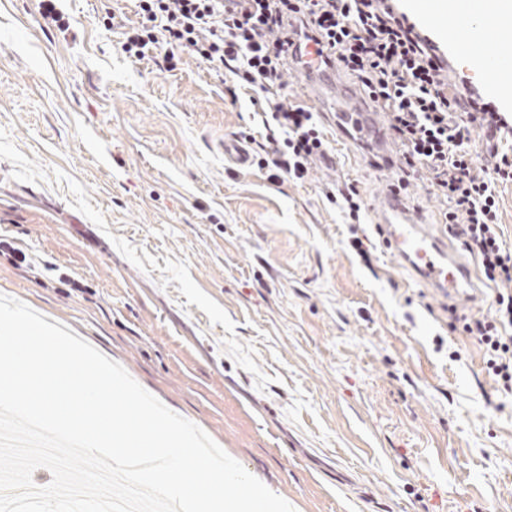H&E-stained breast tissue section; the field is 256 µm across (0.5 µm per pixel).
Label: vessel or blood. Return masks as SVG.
<instances>
[{
    "label": "vessel or blood",
    "instance_id": "obj_1",
    "mask_svg": "<svg viewBox=\"0 0 512 512\" xmlns=\"http://www.w3.org/2000/svg\"><path fill=\"white\" fill-rule=\"evenodd\" d=\"M435 23L454 45L483 56L488 78L499 80L501 72L512 67V53L506 50L512 44V35L491 28L482 41H475L472 33L481 22L465 13L441 15ZM349 92V87H337L330 121L337 132L356 146L374 141L382 146L377 169L384 174V189L373 209L377 215L376 229L385 247L432 294L454 305L475 306L482 293L474 284L473 265L449 244L447 225L430 227L423 212L411 206L406 189L396 176L399 154L384 112L371 103L362 107L348 104L345 96Z\"/></svg>",
    "mask_w": 512,
    "mask_h": 512
}]
</instances>
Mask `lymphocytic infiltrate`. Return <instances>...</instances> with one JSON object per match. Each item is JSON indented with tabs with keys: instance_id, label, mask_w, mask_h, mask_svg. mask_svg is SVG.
<instances>
[{
	"instance_id": "obj_1",
	"label": "lymphocytic infiltrate",
	"mask_w": 512,
	"mask_h": 512,
	"mask_svg": "<svg viewBox=\"0 0 512 512\" xmlns=\"http://www.w3.org/2000/svg\"><path fill=\"white\" fill-rule=\"evenodd\" d=\"M140 21L123 44L141 58L164 48L228 74L224 94L238 101L251 90L265 116L259 168L272 178L304 179L329 146L315 112L291 102L285 76L299 67L308 44L324 64L352 76L380 103L403 146V182L427 178L447 203L453 235L496 287L493 309L451 316L484 350L486 373L512 394V249L501 238L496 187L512 182V113L503 112L466 75L448 80V59L394 0H138ZM486 157L474 156V132Z\"/></svg>"
}]
</instances>
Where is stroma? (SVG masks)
<instances>
[{"label": "stroma", "mask_w": 512, "mask_h": 512, "mask_svg": "<svg viewBox=\"0 0 512 512\" xmlns=\"http://www.w3.org/2000/svg\"><path fill=\"white\" fill-rule=\"evenodd\" d=\"M0 0V295L69 327L295 512H512V396L374 244L368 151L271 180L224 74L123 50L136 0ZM459 358H452V351Z\"/></svg>", "instance_id": "1"}]
</instances>
